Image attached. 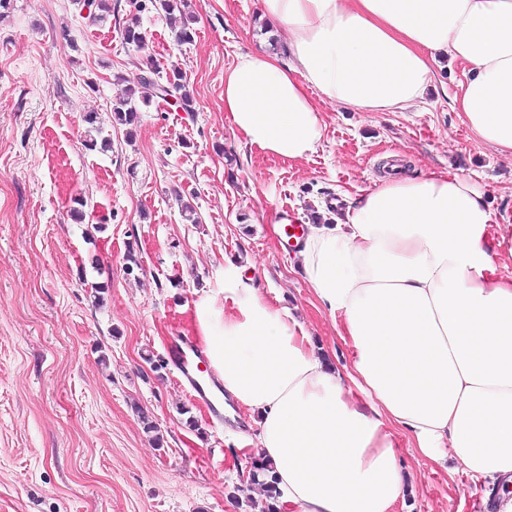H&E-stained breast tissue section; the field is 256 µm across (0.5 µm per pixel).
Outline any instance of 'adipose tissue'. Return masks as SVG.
Returning <instances> with one entry per match:
<instances>
[{
    "label": "adipose tissue",
    "instance_id": "ef3b65f1",
    "mask_svg": "<svg viewBox=\"0 0 512 512\" xmlns=\"http://www.w3.org/2000/svg\"><path fill=\"white\" fill-rule=\"evenodd\" d=\"M288 59L247 54L224 73V110L247 147L283 159L323 139L318 103L399 112L439 58L469 67L465 123L512 150V0H260ZM467 177H392L310 227L303 276L350 363L329 364L307 324L232 267L194 307L225 392L258 415V455L290 512H394L407 492L398 434L416 453L496 487L512 512V277Z\"/></svg>",
    "mask_w": 512,
    "mask_h": 512
}]
</instances>
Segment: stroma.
Listing matches in <instances>:
<instances>
[{
	"label": "stroma",
	"instance_id": "obj_1",
	"mask_svg": "<svg viewBox=\"0 0 512 512\" xmlns=\"http://www.w3.org/2000/svg\"><path fill=\"white\" fill-rule=\"evenodd\" d=\"M117 3L103 24L74 0H14L0 18V512H258L238 477L256 426L214 424L168 363L172 337L195 334L198 297L240 268L308 323L335 365L349 363L297 254L279 247L278 214L335 223L345 212L327 200L358 199L392 163L403 176L472 178L495 218L512 219V151L464 123L460 62L403 112L321 105L324 137L305 159L249 149L224 112V72L269 46L259 0H188L189 43L162 10ZM135 14L139 47L121 37ZM149 58L182 71L194 109L154 100L130 132L112 106ZM90 113L106 149L88 146ZM79 196L94 206L80 224ZM397 457L416 481L395 512H477L491 492L402 436Z\"/></svg>",
	"mask_w": 512,
	"mask_h": 512
}]
</instances>
